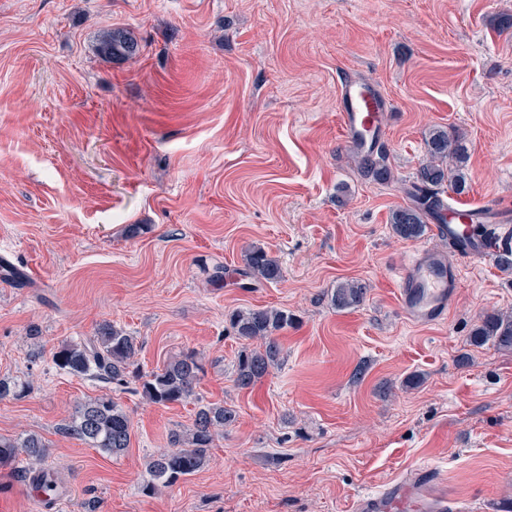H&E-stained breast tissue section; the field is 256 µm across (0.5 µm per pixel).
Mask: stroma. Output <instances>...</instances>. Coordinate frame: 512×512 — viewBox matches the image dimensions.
<instances>
[{
	"mask_svg": "<svg viewBox=\"0 0 512 512\" xmlns=\"http://www.w3.org/2000/svg\"><path fill=\"white\" fill-rule=\"evenodd\" d=\"M506 16L512 0H0V378L29 385L0 400V435L49 443L56 512H353L420 467L464 512H512V350L471 341L484 312L512 315V270L389 224L434 127L469 148V189L446 203L512 209ZM109 25L135 35V56L98 55ZM346 76L387 103L386 183L362 178L345 143ZM256 244L281 281L239 276ZM420 249L462 267L434 324L399 307L395 272ZM351 280L364 302L335 309ZM263 307L292 316L284 359L241 389L229 316ZM105 322L138 337L145 372L202 353L197 393L237 411L174 487L142 492L145 466L195 402L154 405L51 365ZM104 393L132 422L117 458L59 432ZM0 503L42 512L6 466Z\"/></svg>",
	"mask_w": 512,
	"mask_h": 512,
	"instance_id": "stroma-1",
	"label": "stroma"
}]
</instances>
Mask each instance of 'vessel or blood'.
<instances>
[{
	"mask_svg": "<svg viewBox=\"0 0 512 512\" xmlns=\"http://www.w3.org/2000/svg\"><path fill=\"white\" fill-rule=\"evenodd\" d=\"M384 103L375 92L355 80L346 81L341 89L339 120L348 143L364 149L375 148ZM477 210L450 209L449 221L436 230L448 237L453 252L466 259L486 256L492 248L490 237L468 239L469 223ZM459 273L446 256L422 252L410 259L398 275L399 304L407 318L421 323L445 319L459 288ZM355 512H452L454 502L429 470L420 469L411 479L390 482L377 494H366L353 504Z\"/></svg>",
	"mask_w": 512,
	"mask_h": 512,
	"instance_id": "obj_1",
	"label": "vessel or blood"
}]
</instances>
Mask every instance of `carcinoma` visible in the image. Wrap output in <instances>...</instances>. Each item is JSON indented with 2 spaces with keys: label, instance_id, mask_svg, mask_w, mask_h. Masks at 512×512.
<instances>
[{
  "label": "carcinoma",
  "instance_id": "carcinoma-1",
  "mask_svg": "<svg viewBox=\"0 0 512 512\" xmlns=\"http://www.w3.org/2000/svg\"><path fill=\"white\" fill-rule=\"evenodd\" d=\"M139 45L132 33L123 28L105 27L97 39V52L107 60L134 56ZM426 155L412 185L413 204L392 212L391 230L399 239L420 238L428 220L446 222L444 199L440 190L446 186L462 195L467 190L469 155L464 138L441 128L429 130L425 137ZM360 175L375 182L391 179L383 154H364L358 161ZM243 276L257 281L277 282L283 278L279 260L262 246L249 247L243 256ZM365 288L355 282L340 284L331 297L340 310L358 306ZM291 321L288 311L273 307L239 310L231 316L236 335L256 343L241 351L236 364L235 381L247 389L261 381L283 360V348L276 333ZM477 344L490 343L502 350H512V316L485 314L472 332ZM141 345L137 337L111 323H104L96 335L63 344L52 355L53 364L66 373L100 380L117 386L132 382L148 402L167 406L183 403L195 396L204 366L199 353L188 349L170 359L162 368L143 373L137 364ZM236 419L235 410L221 403L200 404L192 426L175 430L170 447L150 457L142 491L152 493L160 487H172L195 474L210 460L215 440L224 435V427ZM131 420L124 407L105 394L76 406L72 417L60 427V433L91 448L118 457L130 446ZM49 445L37 434L22 437L0 436V465L14 464L17 475L30 478L37 490L58 487V479L40 468Z\"/></svg>",
  "mask_w": 512,
  "mask_h": 512
}]
</instances>
